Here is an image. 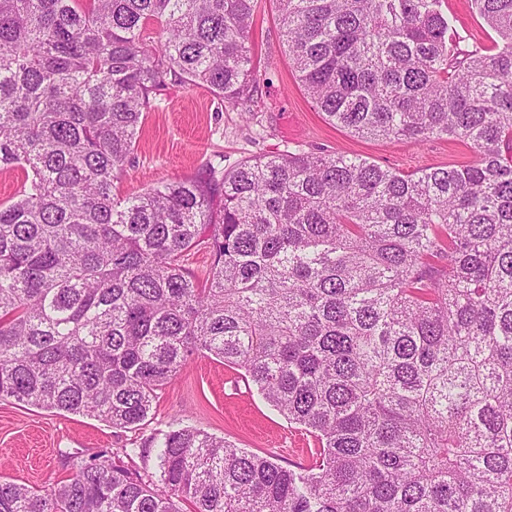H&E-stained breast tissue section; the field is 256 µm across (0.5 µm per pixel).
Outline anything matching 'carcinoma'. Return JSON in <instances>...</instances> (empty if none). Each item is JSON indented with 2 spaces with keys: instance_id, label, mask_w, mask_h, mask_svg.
I'll list each match as a JSON object with an SVG mask.
<instances>
[{
  "instance_id": "obj_1",
  "label": "carcinoma",
  "mask_w": 512,
  "mask_h": 512,
  "mask_svg": "<svg viewBox=\"0 0 512 512\" xmlns=\"http://www.w3.org/2000/svg\"><path fill=\"white\" fill-rule=\"evenodd\" d=\"M472 2L497 39L460 57L441 0H275L328 123L473 161L288 152L120 198L152 94L252 100L256 0H0V400L136 432L202 352L315 439L293 470L175 419L0 474V512H512V0Z\"/></svg>"
}]
</instances>
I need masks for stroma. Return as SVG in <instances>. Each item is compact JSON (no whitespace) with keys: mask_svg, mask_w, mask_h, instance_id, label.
<instances>
[{"mask_svg":"<svg viewBox=\"0 0 512 512\" xmlns=\"http://www.w3.org/2000/svg\"><path fill=\"white\" fill-rule=\"evenodd\" d=\"M440 9L448 18L450 45L465 50L492 45L496 35L471 0H442ZM249 43L260 73L252 117L224 106L205 89L169 85L147 113L132 162L115 184L118 197L276 152L358 156L404 172L472 160L470 149L458 141H369L330 125L294 76L272 0H257ZM175 419L289 467L307 463L314 445L242 379L240 370L206 355L188 360L160 393L146 429L167 428ZM134 438L96 418L0 400V474L35 488L66 479L69 454L112 452Z\"/></svg>","mask_w":512,"mask_h":512,"instance_id":"obj_1","label":"stroma"}]
</instances>
